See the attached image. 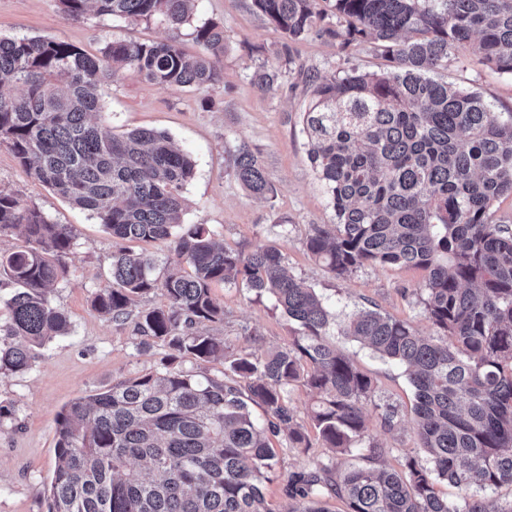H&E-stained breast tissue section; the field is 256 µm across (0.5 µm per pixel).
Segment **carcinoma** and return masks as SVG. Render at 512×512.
I'll list each match as a JSON object with an SVG mask.
<instances>
[{"mask_svg":"<svg viewBox=\"0 0 512 512\" xmlns=\"http://www.w3.org/2000/svg\"><path fill=\"white\" fill-rule=\"evenodd\" d=\"M73 18L156 19L178 28L194 0H60ZM319 0H253L291 41L322 18ZM344 19L324 28L342 48L370 43L392 64L380 74L345 71L315 83L302 115L309 154L336 223L313 224L310 256L338 278L365 265L426 272L423 304L439 336L361 310L344 335L406 367L414 388L417 450L399 472L365 464L343 473L318 463L293 473L288 512H512L470 493L512 487V226L492 220L493 203L512 195V112H494L480 95L430 73L472 42L486 62L512 76V0H335ZM204 53L188 60L172 42L107 43L90 57L50 38H0V143L24 171L100 220L112 239H172L163 278L154 260L123 246L112 252V284L93 305L125 323L136 297L161 291L163 306L139 314L137 348L162 350L160 367L80 397L57 415L49 512H273L265 483L275 454L269 435L310 448L293 422L288 387L315 398L311 419L323 446L359 447L373 380L326 340L330 312L315 289L290 275L281 252L224 248L205 224L182 223L190 157L168 135L139 129L121 136L92 121L107 78L140 76L159 90L214 87L222 80L224 30L195 28ZM233 171L250 194L273 189L252 152L239 147ZM21 228L25 245L0 253V273L15 285L0 324V373L29 369L35 349L68 333L69 318L47 292L68 273L69 225L0 189V237ZM246 284L270 295L299 336L259 355H235L224 337L201 330L224 321L216 284ZM221 356L223 376L197 366ZM190 367H185V363ZM266 423H257L252 407ZM145 475L130 470L131 463ZM446 480L459 503L440 497Z\"/></svg>","mask_w":512,"mask_h":512,"instance_id":"cac0c4a2","label":"carcinoma"}]
</instances>
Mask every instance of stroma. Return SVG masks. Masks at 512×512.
<instances>
[{
	"label": "stroma",
	"mask_w": 512,
	"mask_h": 512,
	"mask_svg": "<svg viewBox=\"0 0 512 512\" xmlns=\"http://www.w3.org/2000/svg\"><path fill=\"white\" fill-rule=\"evenodd\" d=\"M319 7L324 14L320 30L292 41L266 23L252 0H197L191 23L178 29L155 20L118 19L92 11L75 20L62 11L58 0H0V37L61 40L90 56L99 55L110 41H169L194 58L202 52L194 26L211 21L223 27L219 85L163 91L128 73L100 84L96 119L115 134L136 129L163 132L190 155L194 169L182 191L184 223L207 225L235 251L279 248L290 273L314 288L331 312L328 341L375 382L365 405L364 447L384 449L381 464L397 470L412 454L425 466L427 456L414 451V389L404 367L341 332L350 315L370 309L409 322L422 335H437L422 303L424 272L398 265L364 266L342 279L311 259L305 246L311 225L336 221L302 131L312 79L346 68L372 73L388 66L372 44L340 49L323 33L324 28L339 25L334 0H319ZM262 69L276 73L271 89L259 88L253 79ZM435 76L449 86L478 93L493 111L512 112V77L487 64L474 46L453 53ZM242 144L257 157L274 188L268 199L251 196L234 176L232 158ZM0 188L53 222L70 225L74 234L68 274L50 294L52 304L68 315V334L38 349L28 371L0 374V405L13 410L12 418L0 422V512H46L58 413L78 397L154 370L160 356L154 349L137 350L140 337L133 322H113L92 305L94 292L111 280L113 251V240L96 216L28 175L4 143ZM212 293L224 308V320L206 324L204 330L224 337L234 354L257 355L292 342L298 334L273 298L255 297L245 284H219ZM288 402L311 446L291 448L284 437L272 438L277 465L266 498L273 512L289 505L284 494L289 474L328 460L342 470L359 464L361 457L357 450L341 453L323 446L312 425V400L304 386H289ZM388 407L397 413L391 428L379 419Z\"/></svg>",
	"instance_id": "35a3bbf8"
}]
</instances>
